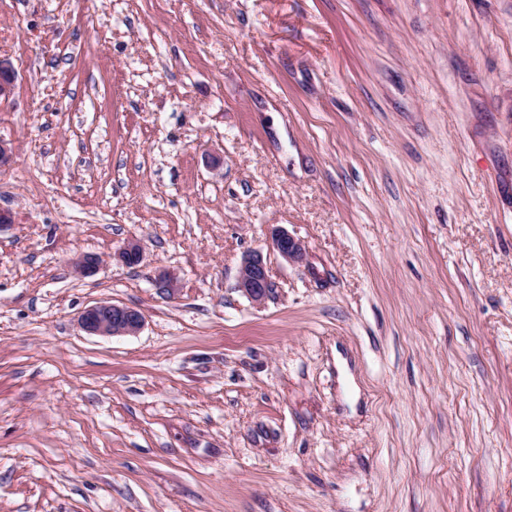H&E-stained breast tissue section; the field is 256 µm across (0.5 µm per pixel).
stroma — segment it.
I'll list each match as a JSON object with an SVG mask.
<instances>
[{"label":"stroma","instance_id":"obj_1","mask_svg":"<svg viewBox=\"0 0 512 512\" xmlns=\"http://www.w3.org/2000/svg\"><path fill=\"white\" fill-rule=\"evenodd\" d=\"M0 29V512H512V0H0ZM101 300L142 330L86 335ZM272 244L274 249L289 261L302 262L305 259V246L299 239L288 234V231L274 229L272 232ZM238 288L253 302H261L266 297L270 283L261 254L246 258L240 269Z\"/></svg>","mask_w":512,"mask_h":512}]
</instances>
